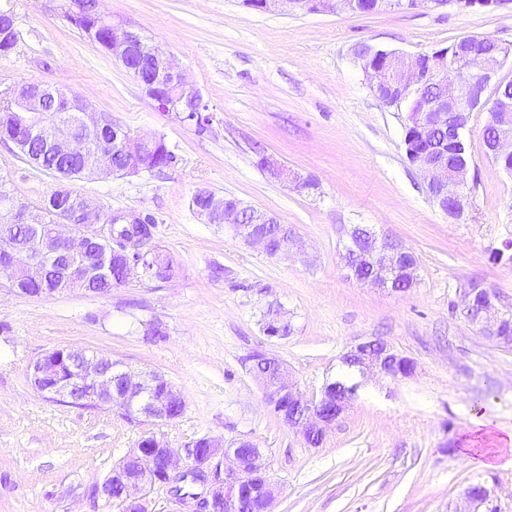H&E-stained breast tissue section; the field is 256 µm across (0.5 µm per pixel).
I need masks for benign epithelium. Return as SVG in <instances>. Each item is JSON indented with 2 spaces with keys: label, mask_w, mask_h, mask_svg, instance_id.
<instances>
[{
  "label": "benign epithelium",
  "mask_w": 512,
  "mask_h": 512,
  "mask_svg": "<svg viewBox=\"0 0 512 512\" xmlns=\"http://www.w3.org/2000/svg\"><path fill=\"white\" fill-rule=\"evenodd\" d=\"M461 9L499 10L512 4V0H453ZM361 12L359 0H253L252 7L267 12L275 9L292 13L333 12L336 6ZM445 6L442 0H395L392 7L414 9L425 7L435 9ZM96 18L103 28L111 46L112 58L126 64L135 50H144V39L139 32L124 21H115L112 16L97 12ZM151 75L140 80L142 93L158 110L173 114L188 125L196 121L188 118L194 113L203 118L208 126L212 117L207 114L208 105L196 84L188 81L156 45L149 49ZM512 55V49L494 42L491 49L481 48L461 41V50L441 47L427 53L408 57L396 51H387L368 46L355 54L361 63L370 87L378 97L384 94L407 98L428 84L437 85L436 96L427 108L416 115L409 113L408 123L422 129L441 128L446 125L456 131H467L471 112L479 108L488 112L487 125L494 133L487 145L489 155L497 159L512 158V80L501 76L505 64ZM3 98L23 108L24 117L15 132L1 131L0 142L10 145L19 155L23 154L24 143L34 136L43 139L45 146L53 152L79 160L80 171L91 174L118 176L132 175L146 171L142 155L158 137L131 136L123 131L112 141V148L121 152L126 161L124 171L112 165L109 148L91 147L83 134L92 132L112 123L105 112L98 111L91 103L66 93L62 88L46 83L17 82L0 91ZM56 104L55 111L66 112L68 117L59 121L46 116L47 102ZM408 161L424 177L427 189L436 193V198L452 202V214L459 219L463 216L468 199L466 174L470 160L450 163L448 157L426 151H407ZM261 165L270 178L288 181L292 174L288 168L272 157H263ZM54 193L66 196L71 205L55 210L56 222L35 241L29 242L14 236L7 229L0 232V276L14 279L19 272L35 283L50 263H58L74 254H84L96 248L101 254L99 272L108 271L110 255H124L131 260L125 268V281H144L153 275L156 251L154 250L155 230H144L141 225L144 216L114 212L98 201L76 195L72 192L70 179L59 175ZM195 196L203 200V207L196 210L197 216L207 224H224L240 234L243 241L269 252L268 236L253 227H244L243 206L230 198L210 190L201 189ZM9 213L24 224L44 222L45 208L33 212L28 206L14 205ZM130 224L133 229L118 240H111L110 224ZM363 240L360 260L367 262L370 269L368 282L378 288L394 290L396 282L408 279L416 283L417 261L396 239L378 241L376 234L368 227H360ZM477 296L482 303L476 307L472 323L478 333L492 339H499L504 325L509 321L499 312L496 293L486 288H472L466 293L465 303ZM71 374L64 380L50 386L49 399L75 407L93 406L127 409L135 418L170 421L168 404L185 406L180 390L169 386L167 400L157 398L160 377L155 372H136L124 364L105 355H88L69 347L64 348ZM347 356L357 362L361 373L378 372L384 375L405 377L413 371V362L396 352L386 342L372 340L351 347ZM272 369L257 374L264 388V404L273 409L276 402L288 396V405L278 410L280 419L294 429L302 439H313V444L323 441L325 431L336 423L349 407V391H342L336 397L331 410L324 407V398L305 397L292 380L288 369L277 358H271ZM193 440L181 448L172 447L169 442L154 435L143 440L142 445L131 449L125 459L127 465L114 477V484L121 490L123 503L131 512L149 510L148 478L162 474V489L195 477L201 478L202 494L183 497L172 494L175 505L192 512H243L246 497L241 496L248 488L247 497L255 496L262 504V512H272L271 507L277 492L266 475L263 455L253 448L243 454L237 448H226L212 438H203L204 447H197ZM465 497L471 505L470 512H479L490 497L485 486L480 489L468 487Z\"/></svg>",
  "instance_id": "7a95c632"
}]
</instances>
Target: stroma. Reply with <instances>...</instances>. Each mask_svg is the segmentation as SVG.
Segmentation results:
<instances>
[{"instance_id":"stroma-1","label":"stroma","mask_w":512,"mask_h":512,"mask_svg":"<svg viewBox=\"0 0 512 512\" xmlns=\"http://www.w3.org/2000/svg\"><path fill=\"white\" fill-rule=\"evenodd\" d=\"M21 39L0 58V81L62 85L136 136L159 135L177 167L124 178L88 177L79 193L112 210L152 215L155 243L179 265L168 282L133 280L105 296L79 290L15 295L0 280V512H95L87 491L143 436L181 447L201 436L261 449L279 489L273 512H466L474 483L494 512H512V467L459 460L457 443L487 424L486 447L512 433V345L479 335L464 292L494 290L512 315V175L484 153L486 113L468 124L471 167L463 216L448 220L405 157L399 115L372 92L354 50L366 43L411 56L466 35L512 45V9L260 12L242 0H100L132 22L199 87L211 125L158 111L137 80L74 29L55 0H10ZM317 183L271 180L260 154ZM0 176L29 208L55 188L0 144ZM209 189L276 217L302 250L272 258L191 208ZM400 241L417 283L392 293L350 278L344 254L354 225ZM282 307L291 335L262 329ZM165 327V341L145 325ZM379 339L413 360L394 379L348 370L355 343ZM72 347L155 371L186 400L170 422H128L117 411L46 400L27 366ZM283 361L306 397L341 379L355 384L347 412L322 445L307 446L266 409L244 359Z\"/></svg>"}]
</instances>
